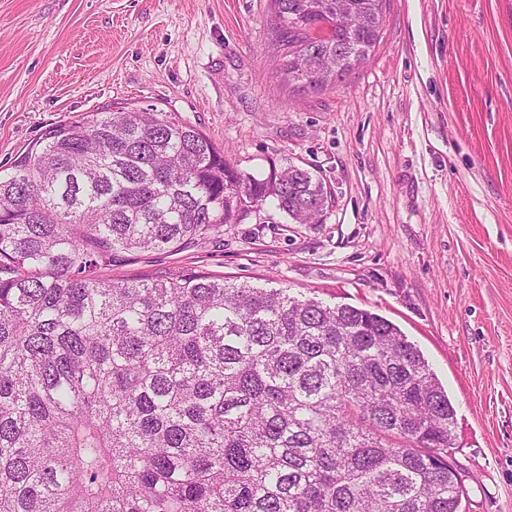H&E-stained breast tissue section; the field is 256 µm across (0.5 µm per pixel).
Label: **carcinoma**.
<instances>
[{
    "mask_svg": "<svg viewBox=\"0 0 512 512\" xmlns=\"http://www.w3.org/2000/svg\"><path fill=\"white\" fill-rule=\"evenodd\" d=\"M302 89L375 47L384 0H271ZM343 27L310 33L329 17ZM268 200L313 222L328 192L258 178L196 127L93 112L0 175V512H460L456 411L393 322L192 268L104 279Z\"/></svg>",
    "mask_w": 512,
    "mask_h": 512,
    "instance_id": "cac0c4a2",
    "label": "carcinoma"
}]
</instances>
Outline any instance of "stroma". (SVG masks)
Returning a JSON list of instances; mask_svg holds the SVG:
<instances>
[{
	"mask_svg": "<svg viewBox=\"0 0 512 512\" xmlns=\"http://www.w3.org/2000/svg\"><path fill=\"white\" fill-rule=\"evenodd\" d=\"M270 0H0V171L51 125L150 110L239 170L295 165L316 224L272 204L120 280L193 268L379 314L448 392L462 512H512V0H386L371 55L295 90Z\"/></svg>",
	"mask_w": 512,
	"mask_h": 512,
	"instance_id": "obj_1",
	"label": "stroma"
}]
</instances>
